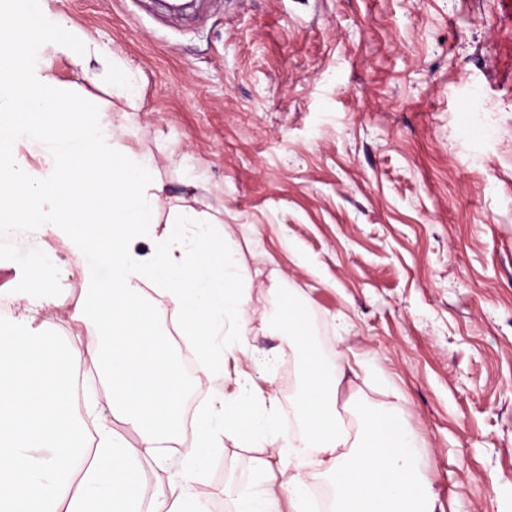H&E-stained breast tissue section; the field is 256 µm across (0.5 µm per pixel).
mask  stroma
Segmentation results:
<instances>
[{"label": "stroma", "instance_id": "1", "mask_svg": "<svg viewBox=\"0 0 512 512\" xmlns=\"http://www.w3.org/2000/svg\"><path fill=\"white\" fill-rule=\"evenodd\" d=\"M140 86L111 69L64 87L151 159L174 205L222 222L241 262L278 277L346 375L343 422L385 406L413 434L436 512H512V9L502 0H49ZM257 304L263 357L192 384L187 418L247 374L291 432L301 351ZM259 448L225 439L207 473L233 512ZM114 80L123 88L125 97L128 105L132 109L138 107V88L133 79L125 71V69L119 64L112 61V82Z\"/></svg>", "mask_w": 512, "mask_h": 512}]
</instances>
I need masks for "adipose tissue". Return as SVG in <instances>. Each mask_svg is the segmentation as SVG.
Returning a JSON list of instances; mask_svg holds the SVG:
<instances>
[{
    "instance_id": "1",
    "label": "adipose tissue",
    "mask_w": 512,
    "mask_h": 512,
    "mask_svg": "<svg viewBox=\"0 0 512 512\" xmlns=\"http://www.w3.org/2000/svg\"><path fill=\"white\" fill-rule=\"evenodd\" d=\"M58 58L92 79L105 55L48 0H0V240L19 231L61 239L83 283L76 335H37L52 270L36 252L15 262L26 282L15 296L26 305L0 320V512H210L205 470L229 435L269 451L256 460L258 487L241 492L235 512H280L264 487L275 469L292 512H313L306 481L319 476L332 490L330 512H436L414 437L397 417L381 408L351 429L337 420L345 368L301 342L305 323L291 299L276 320L294 327L288 344L306 356L294 407L300 436L281 433L272 399L245 379L221 411L199 409L170 491L142 482L184 431L187 378L172 359L175 339L197 353L207 379L222 378L227 357L251 353L255 276L208 213L175 206L160 219L163 182L58 84ZM148 284L156 299L146 297ZM163 317L172 337L157 331ZM82 362L106 387L108 414L96 415L94 392L80 391ZM83 413L95 415L93 425L77 424ZM116 420L136 443L113 430Z\"/></svg>"
}]
</instances>
